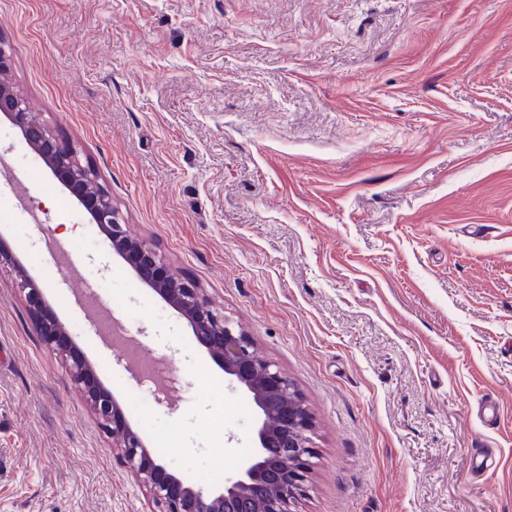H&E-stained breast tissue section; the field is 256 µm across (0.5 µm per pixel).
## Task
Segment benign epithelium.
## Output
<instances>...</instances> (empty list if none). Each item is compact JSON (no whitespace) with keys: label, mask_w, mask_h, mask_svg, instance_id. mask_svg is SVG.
Instances as JSON below:
<instances>
[{"label":"benign epithelium","mask_w":512,"mask_h":512,"mask_svg":"<svg viewBox=\"0 0 512 512\" xmlns=\"http://www.w3.org/2000/svg\"><path fill=\"white\" fill-rule=\"evenodd\" d=\"M10 66V49L0 40V113L20 130L27 146L43 159L92 221L101 225L113 252L187 320L197 341L224 370V376L252 397L257 418L251 461L224 479L222 489L183 485L147 448L112 391L102 384L92 363L68 336L58 311L0 234V265L14 270L15 286L25 295L37 335L65 360L97 424L112 434L113 451L120 463L149 491L151 512H243L257 494L266 497L267 512H292L315 455L316 432L314 418L297 385L274 362L258 355L248 333L214 310L195 281L175 275L150 244L128 232L108 191L92 189L98 181L96 167L82 163L76 147L54 136L40 114L30 109L7 78Z\"/></svg>","instance_id":"benign-epithelium-1"}]
</instances>
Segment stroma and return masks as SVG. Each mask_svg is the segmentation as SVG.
Masks as SVG:
<instances>
[{
	"label": "stroma",
	"mask_w": 512,
	"mask_h": 512,
	"mask_svg": "<svg viewBox=\"0 0 512 512\" xmlns=\"http://www.w3.org/2000/svg\"><path fill=\"white\" fill-rule=\"evenodd\" d=\"M9 78L298 386L296 512H512V0H0ZM0 227L180 478L253 402L0 122ZM496 401L501 425L476 416ZM497 449L476 473V442ZM0 269V512H149Z\"/></svg>",
	"instance_id": "1"
}]
</instances>
